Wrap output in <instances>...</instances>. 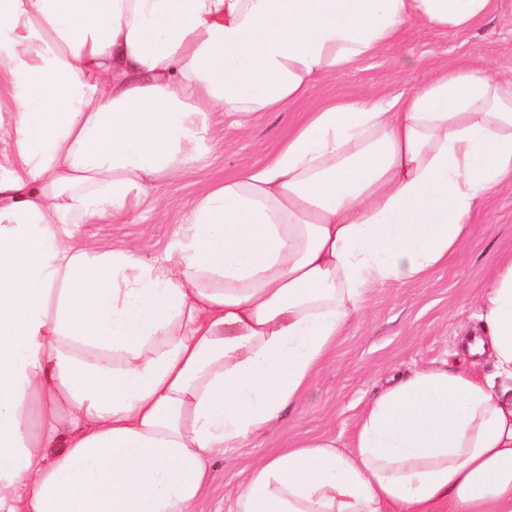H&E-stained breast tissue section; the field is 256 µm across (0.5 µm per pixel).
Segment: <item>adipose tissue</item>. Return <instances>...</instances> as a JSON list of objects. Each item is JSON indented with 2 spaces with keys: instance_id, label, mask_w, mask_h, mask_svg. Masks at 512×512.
<instances>
[{
  "instance_id": "1",
  "label": "adipose tissue",
  "mask_w": 512,
  "mask_h": 512,
  "mask_svg": "<svg viewBox=\"0 0 512 512\" xmlns=\"http://www.w3.org/2000/svg\"><path fill=\"white\" fill-rule=\"evenodd\" d=\"M493 0H0V512H193L213 453L277 419L368 282L419 278L512 182V79L439 71L308 114L190 206L162 262L78 227L311 79L467 29ZM481 378L434 367L370 400L353 448L247 468L229 512H512V258L480 302Z\"/></svg>"
}]
</instances>
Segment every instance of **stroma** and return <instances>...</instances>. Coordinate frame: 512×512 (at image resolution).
Here are the masks:
<instances>
[{
  "label": "stroma",
  "mask_w": 512,
  "mask_h": 512,
  "mask_svg": "<svg viewBox=\"0 0 512 512\" xmlns=\"http://www.w3.org/2000/svg\"><path fill=\"white\" fill-rule=\"evenodd\" d=\"M486 65L512 77V0H493L485 19L464 30L413 19L397 46L320 78L284 111L255 113L243 129L232 127L223 113H209L207 152L177 173L150 178L124 214L81 225L80 232L98 249H128L145 262H158L195 198L274 154L314 108L339 97L406 95L437 69ZM470 222V237L446 265L418 280L370 285L359 317L337 337L301 398L274 424L213 459L214 478L196 512H228L243 485L245 464L274 449L327 436L339 450L350 451L367 403L393 376L444 363L491 373L490 361L474 365L465 357L463 338L477 324L481 289L500 261L512 257V184L491 189Z\"/></svg>",
  "instance_id": "35a3bbf8"
}]
</instances>
